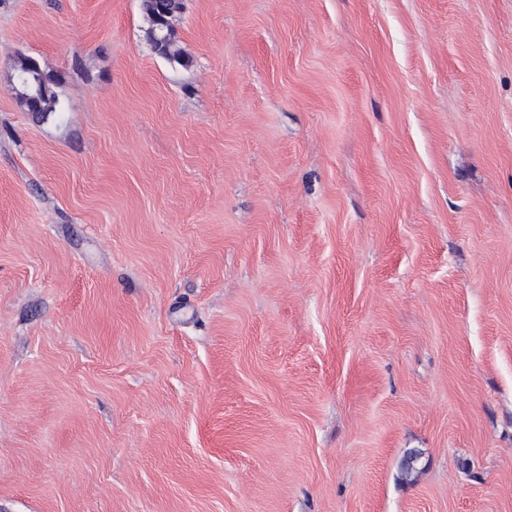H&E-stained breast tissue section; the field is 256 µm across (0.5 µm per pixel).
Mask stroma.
Instances as JSON below:
<instances>
[{
  "mask_svg": "<svg viewBox=\"0 0 512 512\" xmlns=\"http://www.w3.org/2000/svg\"><path fill=\"white\" fill-rule=\"evenodd\" d=\"M174 25L0 0V512H512V0ZM182 0H143V9L145 11L152 10L154 15V23L158 30V35L155 37L156 45L155 51L157 53L166 55L167 45L170 40L176 36L174 29L173 19L177 12L181 10ZM160 55V56H162ZM171 63L183 67L176 59L185 58V54L177 45V41L171 47V53L167 56H162ZM45 81L40 76L31 74L24 75L23 79L19 81L18 74L16 84L13 90L19 105L27 112L44 115L47 113L55 112L57 103L56 91L46 93L43 90Z\"/></svg>",
  "mask_w": 512,
  "mask_h": 512,
  "instance_id": "obj_1",
  "label": "stroma"
}]
</instances>
